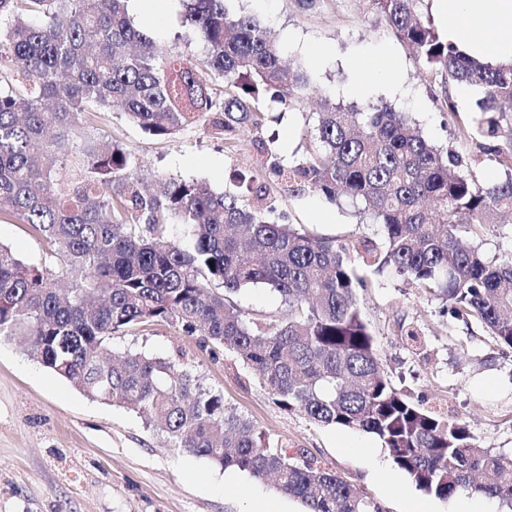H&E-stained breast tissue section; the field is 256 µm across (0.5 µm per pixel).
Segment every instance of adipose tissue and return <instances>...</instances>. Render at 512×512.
Listing matches in <instances>:
<instances>
[{
	"mask_svg": "<svg viewBox=\"0 0 512 512\" xmlns=\"http://www.w3.org/2000/svg\"><path fill=\"white\" fill-rule=\"evenodd\" d=\"M445 40L460 52L495 65L512 59V0H433ZM487 35H478V27Z\"/></svg>",
	"mask_w": 512,
	"mask_h": 512,
	"instance_id": "adipose-tissue-1",
	"label": "adipose tissue"
}]
</instances>
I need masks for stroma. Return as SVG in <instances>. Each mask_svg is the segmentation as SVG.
I'll list each match as a JSON object with an SVG mask.
<instances>
[{
    "label": "stroma",
    "instance_id": "1",
    "mask_svg": "<svg viewBox=\"0 0 512 512\" xmlns=\"http://www.w3.org/2000/svg\"><path fill=\"white\" fill-rule=\"evenodd\" d=\"M158 23H146L136 0L128 13L135 27L164 53L193 58L200 42L184 38L181 0H160ZM231 9L255 15L279 40L293 67L314 73L300 110L262 131L241 130L235 151H227L205 124L195 122L174 136L158 139L129 123L120 109L100 113L80 137L59 149L71 160L89 143L111 141L135 160L144 183L155 175L206 181L224 191L233 172L252 169L257 139H274L287 163L300 160L325 99L369 111L385 101L409 113L434 144L459 154L483 184L501 181L496 155L458 138V124L470 116L480 93L455 85L449 90L455 112L443 110L437 84L425 65L391 32L372 0H231ZM327 49L316 60L315 49ZM372 76L370 94L350 86ZM277 212L320 237L383 244L379 225L360 222L352 206L337 207L319 193L300 195L277 188ZM0 243L31 264L47 262V248L28 225L0 223ZM380 356L396 386L429 408L451 410L466 421L483 447L512 455V348L499 346L480 328H465L444 314L440 300L419 293L389 275L361 301ZM415 326L421 347H409L403 328ZM183 351L203 385L223 393L234 412L251 420L267 440L336 472L381 512H409L422 503L432 512H457L459 496L442 501L412 487L402 473L393 484L372 479L374 462L389 464L385 448L371 435L321 427L298 412L279 409L257 376L234 355L212 357L196 338L163 322L114 337L110 354L128 352L166 357ZM0 512H304L296 499L277 493L248 474L213 466L170 447L158 429L136 414L87 397L70 382L34 361L17 339L0 341Z\"/></svg>",
    "mask_w": 512,
    "mask_h": 512
}]
</instances>
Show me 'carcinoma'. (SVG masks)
I'll list each match as a JSON object with an SVG mask.
<instances>
[{
    "instance_id": "carcinoma-1",
    "label": "carcinoma",
    "mask_w": 512,
    "mask_h": 512,
    "mask_svg": "<svg viewBox=\"0 0 512 512\" xmlns=\"http://www.w3.org/2000/svg\"><path fill=\"white\" fill-rule=\"evenodd\" d=\"M127 0H0V222L14 219L45 239L60 267L24 262L0 244V338L27 339L38 363L83 394L158 426L175 447L237 469L300 501L304 512H380L328 469L273 446L247 418L204 387L180 351L168 357L104 352L113 337L165 322L216 356L237 355L273 403L316 425L377 438L417 490L446 500L458 491L494 498L512 512V456L483 448L469 426L405 397L393 384L360 295L389 270L437 294L452 322L474 324L512 348V258L484 260L476 241L512 211V177L482 185L462 158L429 141L404 112L380 103L353 112L324 101L313 139L293 165L258 140L257 175L300 193L351 204L382 227L386 247L301 232L265 204L271 187L244 176L214 191L201 180L158 175L147 191L113 143L89 145L81 175L55 167L60 140L118 104L144 132L169 137L195 120L233 151L242 128L265 126V101L297 108L312 75L286 68L260 20L230 0H188L183 26L204 43L195 60L169 57L136 29ZM422 0H374L397 38L455 106V83L478 88L465 140H483L512 168V60L490 65L440 38ZM207 72L216 81L202 80ZM191 229L182 248L171 218ZM267 287L277 315L243 310L236 296Z\"/></svg>"
}]
</instances>
